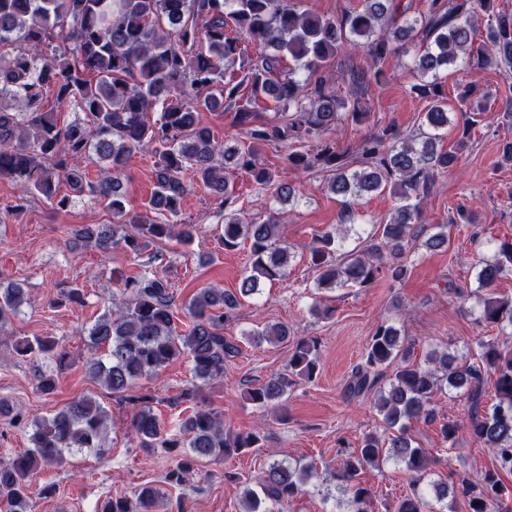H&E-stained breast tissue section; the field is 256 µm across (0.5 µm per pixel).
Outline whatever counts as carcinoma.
<instances>
[{
    "instance_id": "cac0c4a2",
    "label": "carcinoma",
    "mask_w": 512,
    "mask_h": 512,
    "mask_svg": "<svg viewBox=\"0 0 512 512\" xmlns=\"http://www.w3.org/2000/svg\"><path fill=\"white\" fill-rule=\"evenodd\" d=\"M487 19L485 40L475 43L478 20ZM254 43L261 51L243 55L240 44ZM362 48L380 63L391 55L416 51L412 92L428 102L417 130L401 134L392 126L364 138L355 152H339L330 138L343 123L359 125L370 117V103L358 92L368 79L350 74L342 94L329 85L322 71L344 48ZM291 64H286L285 60ZM473 69H512V12L498 9L497 0H426L412 10V0H361V7L340 17L299 12L291 0H0V181L18 189L13 211L28 197L41 195L62 207L58 196L66 183L74 193L106 204L110 224L85 225L76 236L88 248L106 253L121 245L138 256L155 241L189 245L194 225L172 223L188 192L185 174L220 197L224 209V250L250 243L251 262L239 288H201L183 309L184 329L174 325L176 304L167 279L156 270L136 277H118L120 297L87 329L92 348L101 354L88 360V371L99 385L137 408L131 433L142 448H163L174 460L165 475L180 485L204 462L222 461L259 447L252 432L224 430L223 416L188 406L169 420L154 413L155 396L129 393L140 379L158 375L184 358L196 383L170 405L198 401L201 386L224 376V364L241 353L240 345L224 336V324L234 319L242 301L261 285L288 274L294 255L284 245L280 213L247 219L236 208V196L226 172H246L255 184L272 190L281 204L296 201V188L282 173L266 166L262 151L285 145L291 149L287 168L317 171L326 176L327 190L340 204L339 228L314 237L309 247L315 287L366 288L386 275L401 281L403 261L414 225L423 222L424 200L437 177L457 166L468 146L467 132L485 111L481 105L461 111L463 132L451 148H443L448 126V98L442 72L457 61ZM243 73L235 81L234 71ZM247 85L249 94H239ZM56 92L55 106L75 105L84 118L59 125L56 112L46 109L45 91ZM269 99L280 117L264 120L255 107ZM161 107L159 118L149 113ZM234 111L233 124L247 141L215 142L200 124L199 112ZM151 150L155 190L143 211L126 208L123 184L127 160L136 151ZM90 154L109 161L110 172L91 182L73 160ZM389 192L399 201L395 214L379 225L381 243L357 251L345 250L355 225L359 200ZM447 225L422 242L434 251L448 241ZM512 266V241L503 240L495 255L481 263L478 287L487 288ZM27 302L24 288L0 290V327ZM480 320L512 329V298L481 299ZM292 335L288 325L266 324L250 332L258 344L278 345ZM473 360H458L446 352L427 359H409L400 331L380 323L369 336L361 361L347 380V393L358 396L378 389L375 407L389 436L365 435L362 446L348 455L337 475V492L351 495L355 512H369L370 491L357 481L360 471L383 462L402 464L412 477V490L399 499L395 512H428L448 489L467 500L469 512H504L509 495L499 471L512 474V352L481 340ZM21 359H49L58 370L68 365V352L51 336L23 337L14 342ZM319 350L313 340L299 339L288 369L247 390L251 403L266 407L281 401L293 378L310 379ZM393 375L378 387L384 369ZM495 377L496 402L480 406L485 379ZM36 389L49 396L56 390L52 371H38ZM449 389L470 401L468 433L495 451L499 468L479 484L463 474L453 482L429 479L428 457L413 446L408 434L414 421L435 422V394ZM30 430V448L0 456V512H31L32 478L43 466H58L75 452L104 448L110 415L93 397L72 399L49 417L28 419L0 399V414ZM249 484L241 512H269L267 503L283 504L296 497L312 477V466L276 459ZM166 492L146 484L131 497H112L99 512H159Z\"/></svg>"
}]
</instances>
